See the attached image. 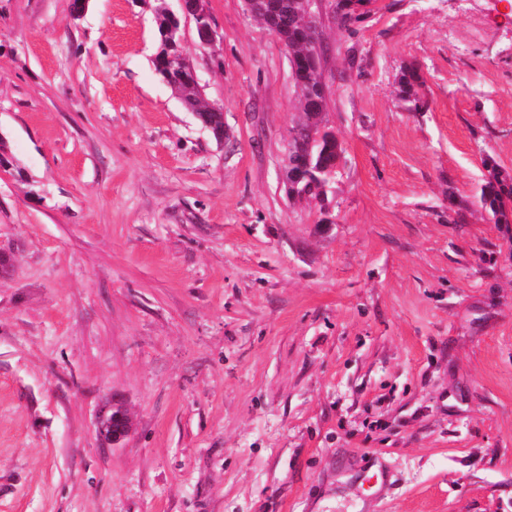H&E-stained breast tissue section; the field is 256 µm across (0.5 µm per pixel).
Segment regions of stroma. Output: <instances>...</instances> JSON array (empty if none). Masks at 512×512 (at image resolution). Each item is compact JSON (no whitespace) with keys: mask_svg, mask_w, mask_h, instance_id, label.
Listing matches in <instances>:
<instances>
[{"mask_svg":"<svg viewBox=\"0 0 512 512\" xmlns=\"http://www.w3.org/2000/svg\"><path fill=\"white\" fill-rule=\"evenodd\" d=\"M159 4L0 0V512H512V222L478 193L512 12L318 0L323 210L286 192L282 42L244 0H207L213 46L182 21L218 141L154 69ZM397 84L399 100L405 104L409 111L424 112L426 110L427 102L418 93L422 81L417 66L406 65L403 67L397 79ZM201 122L202 124L210 129V125L205 121V119L201 116L199 112H216V113H207L205 115L206 119L213 125L212 134L215 139L221 140L224 135V116H221L217 113H223V108L215 105V104H207L204 101L202 105L195 110H190ZM120 413V409L112 410L111 415H103L101 420L99 421V432L113 445H116L124 440L129 432V422L125 419H121V426L115 430L112 427V421L115 416H118Z\"/></svg>","mask_w":512,"mask_h":512,"instance_id":"35a3bbf8","label":"stroma"}]
</instances>
